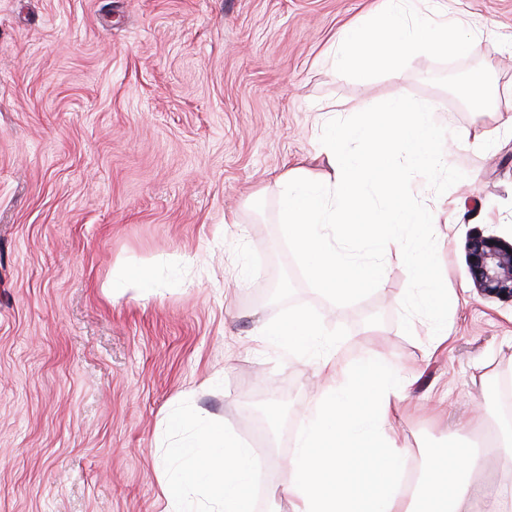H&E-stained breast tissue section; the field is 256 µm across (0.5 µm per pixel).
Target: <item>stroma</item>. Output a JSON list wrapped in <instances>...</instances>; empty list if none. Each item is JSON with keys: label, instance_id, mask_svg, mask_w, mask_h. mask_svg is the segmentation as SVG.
I'll return each instance as SVG.
<instances>
[{"label": "stroma", "instance_id": "35a3bbf8", "mask_svg": "<svg viewBox=\"0 0 512 512\" xmlns=\"http://www.w3.org/2000/svg\"><path fill=\"white\" fill-rule=\"evenodd\" d=\"M377 0H0V512H169V448L203 425L288 457L329 384L317 351L257 346L317 321L339 357L411 373L398 442L445 459L491 379L512 382V303L481 295L466 243L512 242V0H451L497 49L425 51L366 81L337 32ZM489 111L471 109L475 93ZM433 103L463 180L442 196L446 350L399 325L408 274L350 305L308 286L280 228L287 170L321 177L325 123L396 96ZM142 273L117 294L112 278Z\"/></svg>", "mask_w": 512, "mask_h": 512}]
</instances>
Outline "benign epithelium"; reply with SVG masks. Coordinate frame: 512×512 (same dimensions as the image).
Masks as SVG:
<instances>
[{
	"mask_svg": "<svg viewBox=\"0 0 512 512\" xmlns=\"http://www.w3.org/2000/svg\"><path fill=\"white\" fill-rule=\"evenodd\" d=\"M466 249L475 288L485 297L512 301V243L476 234Z\"/></svg>",
	"mask_w": 512,
	"mask_h": 512,
	"instance_id": "7a95c632",
	"label": "benign epithelium"
}]
</instances>
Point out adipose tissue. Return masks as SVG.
<instances>
[{
  "mask_svg": "<svg viewBox=\"0 0 512 512\" xmlns=\"http://www.w3.org/2000/svg\"><path fill=\"white\" fill-rule=\"evenodd\" d=\"M427 2L422 10L417 0H383L370 25L342 30L334 52L337 71L364 79L421 51H463V21L449 15L443 0ZM318 336L315 323L299 319L264 328L259 340L306 347ZM320 364L332 383L313 402L307 427L287 461L293 512H473L478 499L487 502V512H512V488L472 484L478 461L465 449L444 463L425 462L414 494L401 493L409 452L391 433L393 416L404 401L392 363L370 350L344 365L330 348ZM223 437V431L210 426L176 448L179 465L168 498L179 512H188L184 495L197 486L206 488L221 512H248L257 467L250 449L232 443L227 452L208 454L199 447L201 439Z\"/></svg>",
  "mask_w": 512,
  "mask_h": 512,
  "instance_id": "obj_1",
  "label": "adipose tissue"
}]
</instances>
